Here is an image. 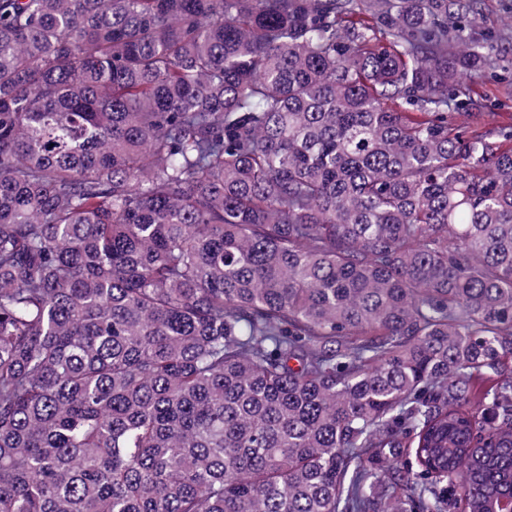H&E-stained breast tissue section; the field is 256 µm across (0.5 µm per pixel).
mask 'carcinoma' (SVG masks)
I'll return each mask as SVG.
<instances>
[{
  "instance_id": "cac0c4a2",
  "label": "carcinoma",
  "mask_w": 512,
  "mask_h": 512,
  "mask_svg": "<svg viewBox=\"0 0 512 512\" xmlns=\"http://www.w3.org/2000/svg\"><path fill=\"white\" fill-rule=\"evenodd\" d=\"M484 7L0 0V512H512Z\"/></svg>"
}]
</instances>
